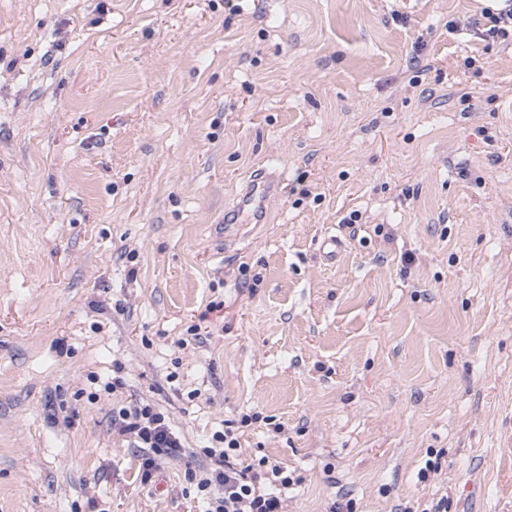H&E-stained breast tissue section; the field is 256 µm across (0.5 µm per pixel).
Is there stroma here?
Here are the masks:
<instances>
[{
	"mask_svg": "<svg viewBox=\"0 0 512 512\" xmlns=\"http://www.w3.org/2000/svg\"><path fill=\"white\" fill-rule=\"evenodd\" d=\"M493 6L0 0V512H197L186 468L254 413L286 512H512ZM262 167L266 223L225 225ZM135 399L186 447L147 482Z\"/></svg>",
	"mask_w": 512,
	"mask_h": 512,
	"instance_id": "35a3bbf8",
	"label": "stroma"
}]
</instances>
